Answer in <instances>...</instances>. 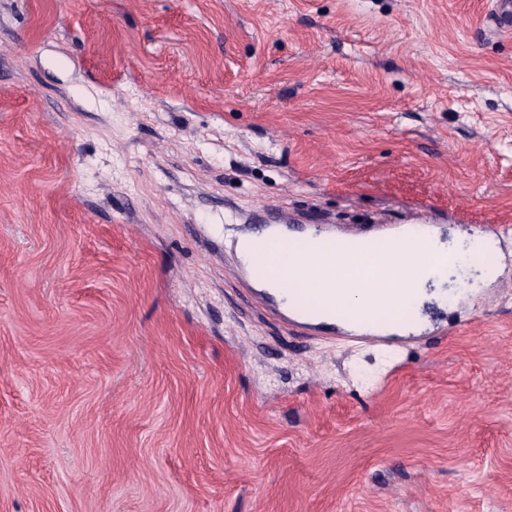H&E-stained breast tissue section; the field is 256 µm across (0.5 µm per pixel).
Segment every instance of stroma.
Here are the masks:
<instances>
[{
  "label": "stroma",
  "mask_w": 512,
  "mask_h": 512,
  "mask_svg": "<svg viewBox=\"0 0 512 512\" xmlns=\"http://www.w3.org/2000/svg\"><path fill=\"white\" fill-rule=\"evenodd\" d=\"M491 0H0V512H512V287L374 343L237 275L271 223L504 226Z\"/></svg>",
  "instance_id": "35a3bbf8"
}]
</instances>
